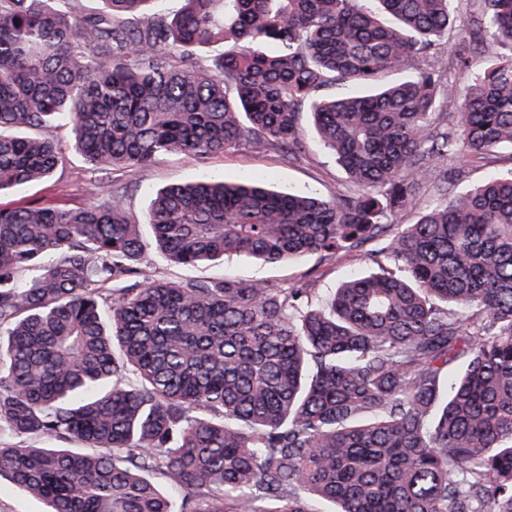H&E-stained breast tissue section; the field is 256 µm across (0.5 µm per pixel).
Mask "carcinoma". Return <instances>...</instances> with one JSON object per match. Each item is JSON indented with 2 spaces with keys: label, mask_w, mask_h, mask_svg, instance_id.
<instances>
[{
  "label": "carcinoma",
  "mask_w": 512,
  "mask_h": 512,
  "mask_svg": "<svg viewBox=\"0 0 512 512\" xmlns=\"http://www.w3.org/2000/svg\"><path fill=\"white\" fill-rule=\"evenodd\" d=\"M83 2L0 0V191L63 169L61 126L99 189L0 208V477L43 512H512V170L456 190L457 163L512 151V0H481L476 29L450 0ZM489 43L465 90L442 79ZM305 113L344 192L203 176L157 192L151 241L127 215L112 170L295 159ZM150 242L181 265L370 244L371 270L314 307L143 281Z\"/></svg>",
  "instance_id": "cac0c4a2"
}]
</instances>
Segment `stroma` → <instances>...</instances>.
Returning a JSON list of instances; mask_svg holds the SVG:
<instances>
[{"mask_svg": "<svg viewBox=\"0 0 512 512\" xmlns=\"http://www.w3.org/2000/svg\"><path fill=\"white\" fill-rule=\"evenodd\" d=\"M87 165L80 155H67L61 175L54 179L0 192V207L27 204L74 207L92 202ZM262 172L281 189H296L330 198L347 183L315 136L307 138V152L291 161L276 152H255L246 148L229 151L202 161L191 155L168 156L144 167L116 171L118 182L127 184L124 202L135 220H142L155 192L165 186L198 179L204 175L228 180ZM140 267L147 278L166 280H209L224 275L244 281H261L274 286H308L326 291L336 287L348 274L365 271L360 252L343 251L333 256L311 254L288 264H269L245 257H231L220 263L183 266L172 263L157 249H148Z\"/></svg>", "mask_w": 512, "mask_h": 512, "instance_id": "stroma-1", "label": "stroma"}]
</instances>
